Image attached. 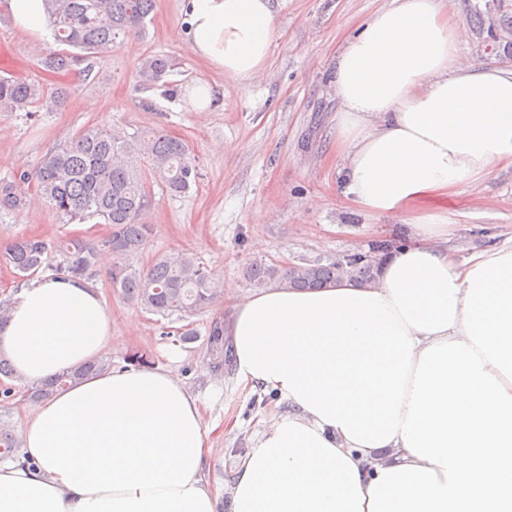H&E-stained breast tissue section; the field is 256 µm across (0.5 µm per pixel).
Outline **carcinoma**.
Segmentation results:
<instances>
[{
  "label": "carcinoma",
  "mask_w": 512,
  "mask_h": 512,
  "mask_svg": "<svg viewBox=\"0 0 512 512\" xmlns=\"http://www.w3.org/2000/svg\"><path fill=\"white\" fill-rule=\"evenodd\" d=\"M54 38L65 49L46 57L44 69L64 72L77 64L92 72L97 54L120 45L131 33L144 29L154 0H45ZM170 69L169 60L154 54L146 57L138 71L140 81L154 85ZM48 99V91L35 80L0 78V112L31 115ZM159 174L169 192L186 194L197 183L199 173L185 141L156 132L128 134L107 125L85 126L70 142L47 156L33 172L23 170L12 180H0V209L20 210L32 188L59 214L71 221L100 219L112 226L107 240L115 261L107 272L112 290L123 299L157 313H195L216 300L221 290L211 282L204 264L192 253L174 252L158 256L145 270L133 265L146 244L151 226L141 223L150 204L143 169ZM385 241L372 247L371 257L352 255L327 264L307 266L255 264L246 270L258 286L284 285L297 290L322 288L342 278L361 284L375 279L377 257L389 253ZM59 257V271L83 277L97 261V246L82 238L49 243L39 237L17 239L0 250V259L20 274H33L50 258ZM208 343L224 365V330L210 327ZM112 359L100 356L87 365L70 370L49 383L24 382L14 375L5 355H0L3 397L22 387L33 402L62 390L92 374L109 370ZM17 434L0 426V462L18 458Z\"/></svg>",
  "instance_id": "carcinoma-1"
}]
</instances>
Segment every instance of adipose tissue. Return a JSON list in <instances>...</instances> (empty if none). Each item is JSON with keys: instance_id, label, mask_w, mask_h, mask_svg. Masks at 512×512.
I'll return each instance as SVG.
<instances>
[{"instance_id": "ef3b65f1", "label": "adipose tissue", "mask_w": 512, "mask_h": 512, "mask_svg": "<svg viewBox=\"0 0 512 512\" xmlns=\"http://www.w3.org/2000/svg\"><path fill=\"white\" fill-rule=\"evenodd\" d=\"M41 39L44 0H7ZM191 53L240 81L266 71L273 0H182ZM441 0H389L336 55V148L358 211L412 243L375 281L232 298L239 384L276 395L229 512H512V249L458 261L427 199L512 167V70L462 60ZM112 341L101 295L45 276L14 297L0 350L47 382ZM0 512H218L213 427L169 368L118 367L18 416Z\"/></svg>"}]
</instances>
